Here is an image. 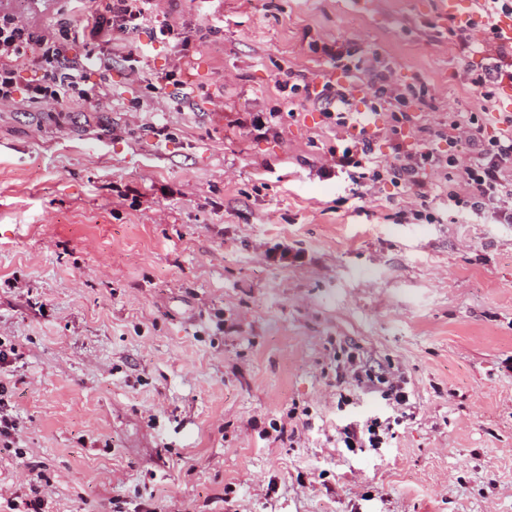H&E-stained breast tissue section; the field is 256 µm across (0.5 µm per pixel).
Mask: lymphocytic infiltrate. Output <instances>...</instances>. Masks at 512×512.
Here are the masks:
<instances>
[{"label":"lymphocytic infiltrate","instance_id":"f902f5d3","mask_svg":"<svg viewBox=\"0 0 512 512\" xmlns=\"http://www.w3.org/2000/svg\"><path fill=\"white\" fill-rule=\"evenodd\" d=\"M481 9L486 23L474 21L466 29L452 23L448 32L463 50L470 47L472 31L483 34L486 54L480 63L466 67L465 80L488 102L498 86L512 80V41L500 38L496 26L489 22L494 15L512 13V0H484ZM149 20L154 21L157 35L171 34L173 27L161 17L157 0H94L91 6L82 8L77 32L88 45L95 46L112 41L115 34L136 31ZM68 42L67 26L40 31L16 10L0 6V105L15 102L21 90L18 63L23 59L32 60L43 70L41 82L26 90L29 100L87 97L82 76L85 62L69 58ZM330 58L343 72L362 74L371 111L387 115L381 133L390 139L392 154L383 161L374 159V138L363 130L353 147L331 152L322 171L357 173L370 184L388 183L400 188L413 199L410 218L428 222L433 219L429 207L435 198L434 179L446 177L450 180L449 206L486 214L498 224L512 223V114L502 117V129L490 138L483 136L473 112L449 113L433 130L420 125L418 116L408 110L409 99L423 97L422 88L397 83L388 65L375 59L355 60L340 52L331 53ZM351 95V90L328 78L315 97L337 131H347L357 121ZM407 128L418 131L410 147L400 140ZM461 138L471 146L468 158H458L439 147L440 142ZM349 368L357 387L379 392L389 403L406 405L408 395L400 381L373 374L359 361H350Z\"/></svg>","mask_w":512,"mask_h":512}]
</instances>
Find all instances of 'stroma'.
Returning a JSON list of instances; mask_svg holds the SVG:
<instances>
[{
	"instance_id": "obj_1",
	"label": "stroma",
	"mask_w": 512,
	"mask_h": 512,
	"mask_svg": "<svg viewBox=\"0 0 512 512\" xmlns=\"http://www.w3.org/2000/svg\"><path fill=\"white\" fill-rule=\"evenodd\" d=\"M10 3L42 29L77 20L72 0ZM159 6L168 40H72L97 95L0 106V512H512V223L442 194L414 224L401 189L319 176L343 143L275 88L289 70L353 84L337 45L423 83L428 127L475 112L496 135L512 83L483 102L448 37L474 0ZM175 68L180 105L155 81ZM273 109L277 136L231 125ZM281 243L301 260L268 262ZM351 356L407 405L339 380ZM374 418L383 446L345 448Z\"/></svg>"
}]
</instances>
